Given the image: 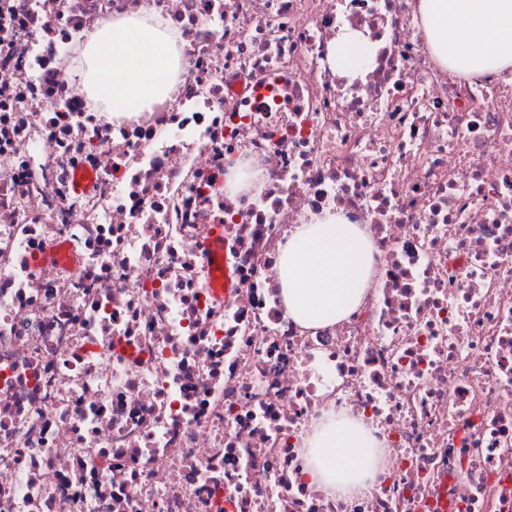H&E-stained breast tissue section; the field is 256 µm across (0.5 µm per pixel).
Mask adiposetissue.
Wrapping results in <instances>:
<instances>
[{
	"label": "adipose tissue",
	"instance_id": "adipose-tissue-1",
	"mask_svg": "<svg viewBox=\"0 0 512 512\" xmlns=\"http://www.w3.org/2000/svg\"><path fill=\"white\" fill-rule=\"evenodd\" d=\"M421 27L437 63L475 76L512 72V0H420ZM337 70L366 66L371 51L357 33H343L330 49ZM181 50L169 20L148 11L113 19L89 34L67 70L77 92L103 100L114 117L133 118L164 99ZM373 250L358 225L336 215L292 228L273 270L286 313L304 328L348 317L361 304ZM304 474L331 499L363 494L383 470V453L365 425L328 409L302 438Z\"/></svg>",
	"mask_w": 512,
	"mask_h": 512
}]
</instances>
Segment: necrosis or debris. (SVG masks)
<instances>
[{"label": "necrosis or debris", "instance_id": "1", "mask_svg": "<svg viewBox=\"0 0 512 512\" xmlns=\"http://www.w3.org/2000/svg\"><path fill=\"white\" fill-rule=\"evenodd\" d=\"M418 2L0 0V512H512V73L440 69ZM149 10L182 66L116 120L65 61ZM325 212L375 273L306 330L272 270ZM330 407L385 457L347 501L303 476ZM331 60L336 69L351 74L370 61L371 51L352 31L343 33L330 49Z\"/></svg>", "mask_w": 512, "mask_h": 512}]
</instances>
